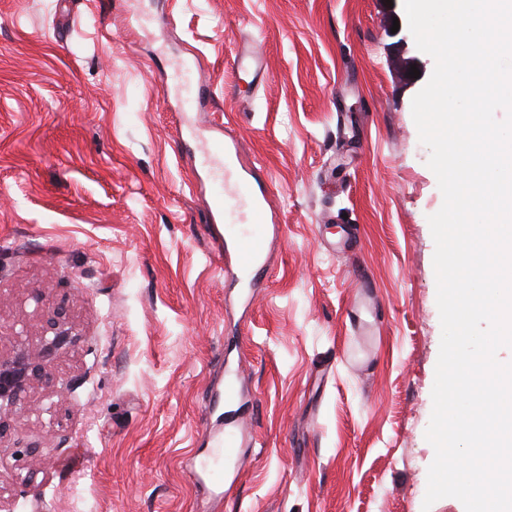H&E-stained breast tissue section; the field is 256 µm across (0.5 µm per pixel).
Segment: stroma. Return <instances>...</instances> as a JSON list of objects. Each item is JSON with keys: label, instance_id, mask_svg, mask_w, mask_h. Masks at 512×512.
Wrapping results in <instances>:
<instances>
[{"label": "stroma", "instance_id": "35a3bbf8", "mask_svg": "<svg viewBox=\"0 0 512 512\" xmlns=\"http://www.w3.org/2000/svg\"><path fill=\"white\" fill-rule=\"evenodd\" d=\"M392 25L385 0H0V344L33 288L80 336L55 417L0 450L15 512H464L423 507L443 196ZM199 134L281 227L258 276L216 253ZM228 420L224 486L195 481Z\"/></svg>", "mask_w": 512, "mask_h": 512}]
</instances>
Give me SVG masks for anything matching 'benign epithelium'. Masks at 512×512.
Wrapping results in <instances>:
<instances>
[{
  "label": "benign epithelium",
  "mask_w": 512,
  "mask_h": 512,
  "mask_svg": "<svg viewBox=\"0 0 512 512\" xmlns=\"http://www.w3.org/2000/svg\"><path fill=\"white\" fill-rule=\"evenodd\" d=\"M78 339L66 308L54 307L46 319L25 318L14 331L11 348L0 350V440L6 434V418L53 413L69 384L53 390L52 370ZM25 462L27 479L41 469L39 446L15 451Z\"/></svg>",
  "instance_id": "benign-epithelium-1"
}]
</instances>
